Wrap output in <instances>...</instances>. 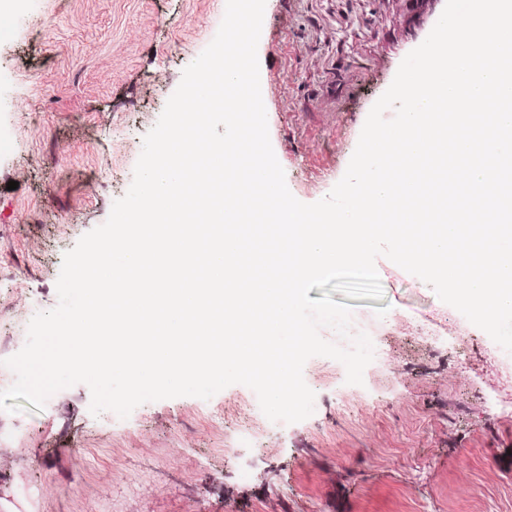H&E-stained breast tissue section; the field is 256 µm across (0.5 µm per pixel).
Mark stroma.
Returning a JSON list of instances; mask_svg holds the SVG:
<instances>
[{
	"instance_id": "1",
	"label": "stroma",
	"mask_w": 512,
	"mask_h": 512,
	"mask_svg": "<svg viewBox=\"0 0 512 512\" xmlns=\"http://www.w3.org/2000/svg\"><path fill=\"white\" fill-rule=\"evenodd\" d=\"M446 0H266L258 43L270 141L291 193L343 177L369 111ZM224 0H29L0 40V334L24 346L58 303L64 253L128 191L144 135L212 42ZM16 189H8L9 181ZM383 299H357L363 382L309 359L314 412L270 421L255 392L90 412L79 383L10 414L0 457L51 512H512V353L433 289L376 260ZM432 324L424 348L416 327Z\"/></svg>"
}]
</instances>
